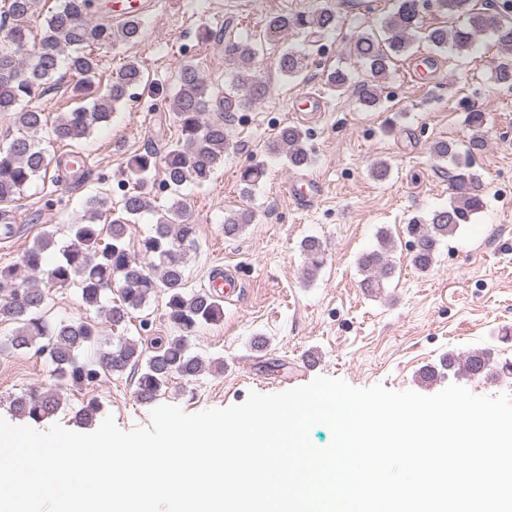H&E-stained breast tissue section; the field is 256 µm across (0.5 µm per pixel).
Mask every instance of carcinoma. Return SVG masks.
<instances>
[{"instance_id":"carcinoma-1","label":"carcinoma","mask_w":512,"mask_h":512,"mask_svg":"<svg viewBox=\"0 0 512 512\" xmlns=\"http://www.w3.org/2000/svg\"><path fill=\"white\" fill-rule=\"evenodd\" d=\"M440 10L464 19L460 27L424 26L421 0H399L397 10L384 23V36L361 35L350 52L363 60L370 80L359 90V101L366 109L379 103L381 82L399 57L406 54L417 34L437 47H454L460 54L469 52L478 37L489 32L499 48L494 65L498 84L512 88V22L486 8L484 0H437ZM36 0H0V113L13 116V126L0 136V203H11L35 180L48 177L52 166L62 168L67 161L42 147L40 133L50 128L51 136L72 146L81 144L91 134L108 124L114 108L123 103L130 89L142 82L138 63L130 61L99 89L93 83L99 65V51L117 43L139 40L142 20L128 17L112 25L98 23L91 15L95 0H63L60 7L39 20ZM337 11L322 6L314 10L281 14L268 24L275 32L297 30L302 33H325L336 28ZM41 29L34 35V29ZM256 49L248 42H235L226 51L233 66L239 92L234 104L246 108L264 99L268 86L255 66ZM308 67L307 58L296 52L282 53L277 69L282 76L295 78ZM66 69L73 83V93L91 100L63 113L48 124L45 112L29 108L23 102L43 96L51 90L49 83ZM227 98L213 99L210 85L200 68L191 62L180 70L179 89L167 99L179 126L181 144L163 154L152 150L132 157L130 168L137 175L160 170L164 181L174 190L186 183L199 186L209 183L224 155L233 148L224 124ZM466 124L472 131L467 155L483 150L484 114L470 112ZM305 134L293 125L280 128L267 145L271 154L283 153L291 167L309 164L311 157L304 144ZM436 159L451 164L448 179L452 198L448 206L435 210L425 224H414L413 264L429 268L442 239L456 233L460 224L483 208L480 176L466 159L460 158L455 143L441 140L433 144ZM266 168L249 166L240 173L241 193L249 196L263 181ZM152 210L148 193L142 187L127 190L119 207L107 206V198L92 196L86 200L84 214L72 220L69 240L58 253L53 234L39 236L28 247L20 262L0 266V325H14L11 333L0 340V352L36 348L53 365L51 376L59 383L78 390L93 387L103 378L131 374L137 401L149 404L170 388L175 379L190 382L206 369V361L191 350L190 337L203 324L219 321L224 311L217 297L207 292L185 291V268L190 254L198 251L199 228L185 218L182 198L171 206L154 211L151 234L139 241V255L150 260L144 267L126 242L129 226ZM251 211L231 209L224 215V236L237 237L252 223ZM391 237L381 236L379 248L362 253L358 266L364 274L361 286L375 292L396 269ZM305 275L315 276L325 261L321 241L309 238L302 242ZM119 284L117 298L103 305L112 285ZM76 286L82 304L104 314V322L118 326L129 311L138 309L158 290L167 296L166 315L176 335L156 337L150 348L143 349L130 339H120L108 348H100L91 357H81L82 350L101 335L100 323L89 320L61 321L52 324L42 311L51 298V290ZM491 354L486 349L469 352L462 360L448 357L446 367L454 374L477 377L489 369ZM60 398L51 389L30 388L10 401L14 415L34 423L54 415ZM100 409L92 398L82 405L75 417L87 425Z\"/></svg>"}]
</instances>
